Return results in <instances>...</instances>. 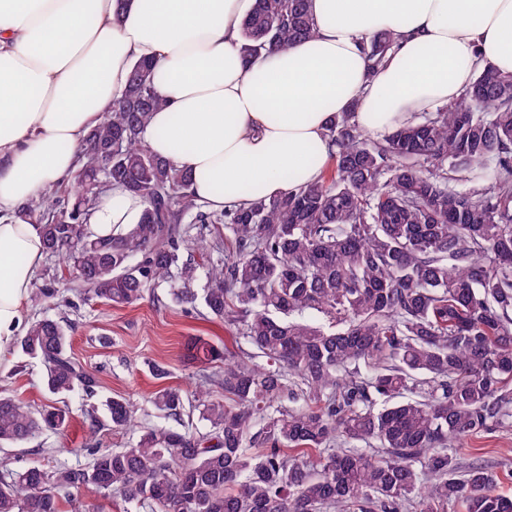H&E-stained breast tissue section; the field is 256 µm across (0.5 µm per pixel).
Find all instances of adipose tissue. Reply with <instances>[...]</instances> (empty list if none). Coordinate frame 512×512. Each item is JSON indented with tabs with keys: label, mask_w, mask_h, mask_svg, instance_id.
Here are the masks:
<instances>
[{
	"label": "adipose tissue",
	"mask_w": 512,
	"mask_h": 512,
	"mask_svg": "<svg viewBox=\"0 0 512 512\" xmlns=\"http://www.w3.org/2000/svg\"><path fill=\"white\" fill-rule=\"evenodd\" d=\"M255 0H0V369L22 336L41 228L22 207L68 182L80 146L153 64L166 100L143 139L191 177L210 209L236 208L318 180L336 115L382 138L456 101L490 64L512 73V0H309L314 38L244 63ZM379 70L362 51L382 30ZM137 195L104 197L90 230L139 223Z\"/></svg>",
	"instance_id": "obj_1"
}]
</instances>
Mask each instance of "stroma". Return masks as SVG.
Segmentation results:
<instances>
[{
    "label": "stroma",
    "mask_w": 512,
    "mask_h": 512,
    "mask_svg": "<svg viewBox=\"0 0 512 512\" xmlns=\"http://www.w3.org/2000/svg\"><path fill=\"white\" fill-rule=\"evenodd\" d=\"M53 283L57 294L48 304L29 305L27 318L49 316L65 320L72 327L71 354L96 378L93 394L77 393L58 399L42 385L43 364L15 350L9 368L0 369V391L41 409L62 406L70 423L62 431H47L31 441L10 448L13 468L33 464L50 469L60 464L87 465L93 448H122L131 441L129 430L103 425L105 401L122 397L133 403L141 427L164 424L162 413L151 402L158 389L172 386L183 390L186 408L182 419L193 431L206 427L194 410L199 365L182 357L186 337L201 336L216 344L228 338L222 321L212 318L203 306H172L166 288L149 290L131 305H113L99 299H84L77 283L69 280L57 262H42L34 277L35 286ZM167 366L166 379H156L152 363ZM460 468L481 465L500 478L499 490L512 496V418L467 439L458 450Z\"/></svg>",
    "instance_id": "1"
}]
</instances>
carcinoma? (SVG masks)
I'll list each match as a JSON object with an SVG mask.
<instances>
[{"instance_id": "1", "label": "carcinoma", "mask_w": 512, "mask_h": 512, "mask_svg": "<svg viewBox=\"0 0 512 512\" xmlns=\"http://www.w3.org/2000/svg\"><path fill=\"white\" fill-rule=\"evenodd\" d=\"M307 2L256 0L241 55L313 37ZM395 44L391 30L370 41L372 68ZM152 81V66L137 63L70 184L25 215L41 224L45 254L92 297L133 304L165 286L255 352L189 337L186 357L224 362L196 392L208 433L184 429V395L164 387L153 403L177 425L144 427L87 467L15 470L1 460L0 512H64L73 489L118 494L136 512H447L450 501L512 512L496 473L462 471L452 452L512 417V74L485 65L462 98L383 139L346 112L329 130L336 152L320 180L220 213L205 211L187 173L141 139L165 105ZM116 188L143 199L141 221L94 239L86 226ZM189 216L225 225L224 261L195 260L203 245ZM310 310L326 323L308 322ZM20 347L44 363L50 393H93L68 324L36 319ZM106 407L113 428L134 426L126 399ZM67 423L64 409L0 394L1 448Z\"/></svg>"}]
</instances>
